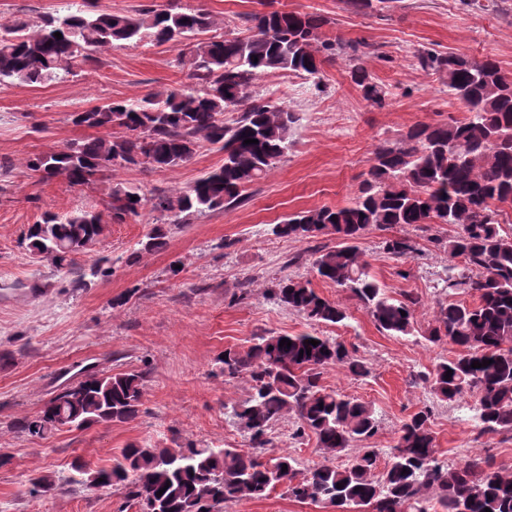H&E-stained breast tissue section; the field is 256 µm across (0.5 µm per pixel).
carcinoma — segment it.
Segmentation results:
<instances>
[{"label": "carcinoma", "instance_id": "cac0c4a2", "mask_svg": "<svg viewBox=\"0 0 512 512\" xmlns=\"http://www.w3.org/2000/svg\"><path fill=\"white\" fill-rule=\"evenodd\" d=\"M248 22L246 36L208 37L210 14L183 8L176 0L161 9L146 5L133 14L98 12L91 0H82L44 19L35 30L23 19L1 23L0 84L64 81L115 43L149 42L179 49L176 63L189 80L135 101H110L73 113L76 125L119 128L124 135L38 154L27 167L41 180L63 176L84 186L117 167L173 168L190 161L205 140L224 152V164L188 189L156 198L153 207L190 215L240 201L246 187L288 153L296 122L286 106L250 99L254 81L262 74L292 71L318 86L317 53L336 51V44L319 42L324 20L315 14L274 10L253 13ZM364 56L353 47L350 78L366 101L381 106L386 91L373 81ZM418 60L445 77L448 96L465 108L466 117L418 123L398 139L381 142L365 187L351 203L300 212L270 231L298 241L336 236L338 244L312 263L317 277L353 293L380 330L413 336L419 300L411 294L389 296L369 273L355 242L371 228L457 225V235L448 241V258L464 267L450 266L446 288L474 294L477 301L437 305L425 340L452 344L460 353L440 360L423 380L443 402L459 403L476 394L481 433L512 432V231L503 227V215L512 208V77L488 57L427 51ZM229 111L238 112L230 123L224 121ZM246 139L258 143L246 144ZM109 198L111 219L119 222L139 215L147 204L140 188L121 183L112 187ZM103 231L100 213L77 210L66 217L44 215L28 228L25 240L32 255L49 257L69 272L74 256ZM165 244L166 233L155 227L140 250L153 252ZM382 247L398 257L412 251L408 239L396 235L384 238ZM111 275L112 268L95 264L74 283L86 288L91 284L87 277ZM270 293L315 324L348 319L345 308L318 294L307 280L286 277ZM284 338L290 347L280 346ZM310 339L318 345L309 344ZM307 349L310 354L300 355ZM223 355L218 363L224 376H244L252 383L249 399L232 408L249 450L191 442L175 448L131 444L108 467L92 469L75 460L70 482L118 491L123 495L119 512L133 507L137 512H224L230 503L265 498L279 487L297 502L328 503L337 512H403L405 505L410 512H512V471L479 454L455 466L442 463L427 408L403 421L381 472L377 448H362L341 466L329 459L304 472L291 454L273 451L269 431L289 412L297 418L292 438L312 433L330 458L376 434L378 422L370 405L321 383L323 370L332 365H343L356 377L368 374L364 362L342 342L311 333L255 336L250 346H230ZM484 360L491 364L471 367ZM145 378V370L89 373L62 388L17 428L43 439L65 428L131 421L140 412Z\"/></svg>", "mask_w": 512, "mask_h": 512}]
</instances>
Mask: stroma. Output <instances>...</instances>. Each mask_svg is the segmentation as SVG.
I'll list each match as a JSON object with an SVG mask.
<instances>
[{"label":"stroma","instance_id":"35a3bbf8","mask_svg":"<svg viewBox=\"0 0 512 512\" xmlns=\"http://www.w3.org/2000/svg\"><path fill=\"white\" fill-rule=\"evenodd\" d=\"M182 2L205 8L214 32L228 37L246 35L245 16L261 9L260 0ZM273 6L320 15V38L341 45L321 64V87L293 72L268 74L255 84V92L298 118L288 154L247 187L241 203L189 216L147 206L139 216L106 221L103 234L75 257L74 273L101 258L112 264L111 276L89 288L73 287L71 275L50 258L30 255V224L46 213L105 212L118 182L141 187L150 199L186 190L221 166L224 154L204 142L180 166L123 167L83 187L60 176L42 181L28 169L34 155L112 137L109 129L74 125L73 112L187 84L185 71L174 65L177 51L167 44L112 47L80 76L61 82L0 85V453L11 459L0 468V512H117L120 493L72 487L66 480L74 459L103 467L131 443L245 447L246 437L225 409L247 399L251 384L224 377L216 359L224 348L248 345L261 335L310 332L335 337L356 352L367 376L357 379L334 365L325 369L322 383L372 406L378 431L370 447H393L401 423L427 406L440 459L459 462L481 454L512 470V432L481 433L474 398L439 401L421 379L440 359L458 354L454 345L420 338L436 303L456 298L444 284L449 270L443 246L456 235L455 225L398 227V235L414 246L402 257L384 253V231L369 230L357 242L371 275L390 295L418 297L415 338L379 330L348 290L316 277V253L335 247V236L295 241L270 232L288 215L350 203L380 142L418 123L464 117L445 92L442 75L419 65V51L488 56L512 76V0H488L482 8L461 0H394L387 10L365 12L347 0H274ZM357 42L370 47L366 66L387 92L384 106L371 105L350 79L348 47ZM156 226L167 233L165 249L139 254L140 241ZM176 262L181 270L175 274ZM286 277L310 281L320 295L346 308L348 319L314 324L280 305L269 290ZM133 369L148 376L142 410L130 422L63 430L44 440L14 427L86 372ZM295 421L289 414L273 427L278 449L304 468L323 463L315 437L292 439ZM41 474L54 476L60 486L55 495L31 493L30 478Z\"/></svg>","mask_w":512,"mask_h":512}]
</instances>
